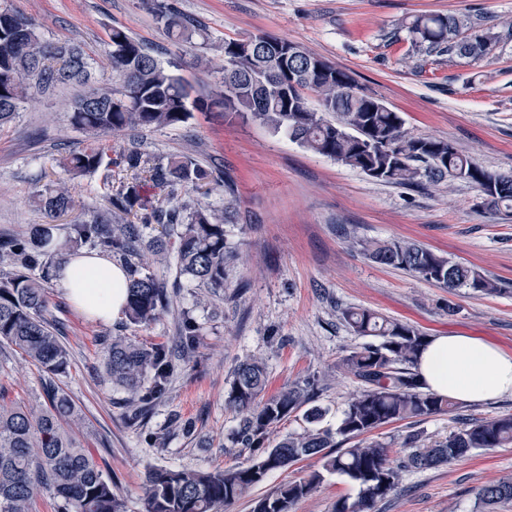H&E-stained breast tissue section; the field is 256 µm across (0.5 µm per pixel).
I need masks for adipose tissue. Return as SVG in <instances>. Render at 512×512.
I'll list each match as a JSON object with an SVG mask.
<instances>
[{"label": "adipose tissue", "instance_id": "obj_1", "mask_svg": "<svg viewBox=\"0 0 512 512\" xmlns=\"http://www.w3.org/2000/svg\"><path fill=\"white\" fill-rule=\"evenodd\" d=\"M125 271L96 254L68 260L57 271L67 298L87 318L112 322L126 301ZM416 371L426 387L463 403L512 395V354L464 335L438 336L423 350Z\"/></svg>", "mask_w": 512, "mask_h": 512}]
</instances>
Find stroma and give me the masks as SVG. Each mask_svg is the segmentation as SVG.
<instances>
[{"label":"stroma","mask_w":512,"mask_h":512,"mask_svg":"<svg viewBox=\"0 0 512 512\" xmlns=\"http://www.w3.org/2000/svg\"><path fill=\"white\" fill-rule=\"evenodd\" d=\"M201 24L205 42L175 44L149 0H0V10L30 17L39 36L75 44L89 63L92 88L112 89L107 46L120 28L202 97L220 84L225 40L258 32L300 45L347 70L356 82L400 112L416 136L447 140L482 166L512 171V42L469 61L414 54L406 22L424 14L465 13L485 26L512 22V0H176ZM80 86L32 91L16 119L0 129V233L26 234L52 223L56 239L68 217L48 219L38 193L65 185L77 211L100 212L132 175L123 167L79 176L62 165L86 135L71 122ZM113 154L139 149L152 163L188 157L224 170L237 187L235 218L225 227L231 259L219 291L175 287V261L148 260L170 288V304L148 326L93 321L67 299L56 280L45 288L46 316L70 355L57 379L80 408V436L106 463L126 512H144L142 481L151 467L212 470L246 462L251 449L235 441L238 416L225 404L241 362L257 357L268 369L267 394L311 379L319 404L338 416L361 386L338 365L362 344L341 319L367 307L419 328L427 336L466 335L512 354V213L490 215L479 193L454 180L417 188L378 183L359 170L314 154L261 125L198 112L188 123L107 136ZM406 240L495 279L501 294L448 292L412 273L372 262L367 241ZM201 325L190 361L177 362L168 396L137 424L118 405L100 352L101 337L118 333L137 343L176 345L184 316ZM37 369L0 344V400L41 397ZM512 412V396L464 403L459 411L398 422L375 431L392 458L406 453L413 430L437 439L460 418ZM194 424L178 432L175 420ZM512 478V447L473 451L465 459L401 477L398 494L378 512H474L477 490Z\"/></svg>","instance_id":"stroma-1"}]
</instances>
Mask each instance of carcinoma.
Instances as JSON below:
<instances>
[{
	"label": "carcinoma",
	"instance_id": "obj_1",
	"mask_svg": "<svg viewBox=\"0 0 512 512\" xmlns=\"http://www.w3.org/2000/svg\"><path fill=\"white\" fill-rule=\"evenodd\" d=\"M151 9L176 43L190 44L201 34L174 0H152ZM13 25H0V127L11 123L32 87L56 82L88 80V63L76 45L43 42L34 22L11 14ZM411 51H445L459 59H481L495 54L512 40V25L499 30L481 28L465 16L429 14L408 26ZM254 38L269 44L259 51L239 50L236 41H224V78L220 88L204 98L190 99L189 86L175 76L134 38L120 28L109 33L112 92L89 89L73 106L72 123L89 143L63 161L68 171L92 175L118 163L134 174L145 173L157 186L211 185L235 195L233 181L190 158L157 166L137 150L112 160L106 134L132 129L170 127L188 122L192 110L215 105L224 114L258 122L274 133L315 154L363 172L375 181L417 187L422 180L463 181L483 192L494 181L482 207L512 212V172L489 170L460 154L448 141L414 136L404 130L400 113L360 89L349 72L321 59L322 70L308 67L318 56L299 49L294 63L286 64L275 46L286 40L260 32ZM317 97L318 108L308 106L306 93ZM333 115V119L326 115ZM39 205L56 218L73 209L67 189L58 186L38 194ZM109 215L80 214L69 226L67 240L48 250L51 228L36 225L26 235H0V342L20 352L42 373L44 401L0 404V512H32L43 491L58 501L60 512H125L124 500L106 471L84 448L75 428L81 414L55 378L70 366L69 352L45 317L46 288L55 266L85 244H91L120 262L127 275L126 320L133 325L156 321L169 305L167 288L144 264L154 255L176 259L177 278L196 288H224V225L230 210L219 213L208 205L194 208L173 194L164 206L127 217L140 203L139 185L121 186L111 200ZM153 224L169 228L163 235L148 232ZM363 249L374 263L410 272L441 288H465L478 295L501 291L498 283L471 267L452 262L431 250L404 240L369 241ZM41 271L40 278L32 276ZM342 320L358 336L375 341L353 348L340 370L362 390L353 396L336 419L326 423L328 410L316 404L314 382L304 380L264 401L268 381L260 358H249L234 370L225 405L241 416L236 442L253 449L244 463L224 469L154 467L145 473L142 491L145 512H224V509L264 484L269 475L306 459L319 467L306 477L286 481L254 501L252 512H291L310 496L328 475L346 477L355 499L341 497L333 512H374L377 502L397 492L405 470L449 465L472 451L512 446V414L492 418H462L448 436L432 441L413 433L402 461L391 460L390 449L368 435L385 425L446 414L458 409L451 398L425 390L414 371L428 336L415 326L375 310L352 307ZM200 326L185 316L181 323V357L197 349ZM102 353L112 386L126 400L142 408L164 398L173 372L172 354L164 343L139 344L120 334L102 340ZM302 413L303 431L269 443L272 428L293 413ZM484 508L512 500V480L488 484L477 492Z\"/></svg>",
	"mask_w": 512,
	"mask_h": 512
}]
</instances>
